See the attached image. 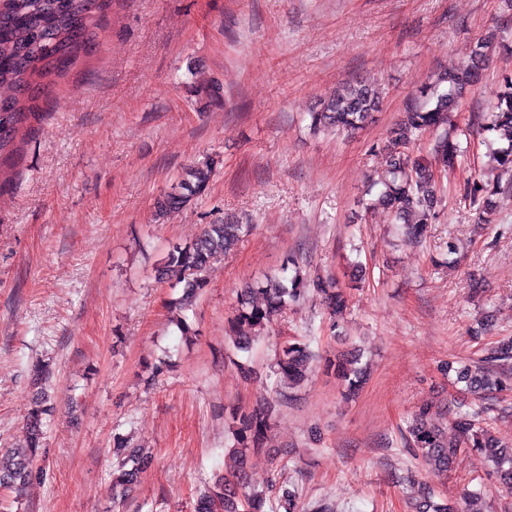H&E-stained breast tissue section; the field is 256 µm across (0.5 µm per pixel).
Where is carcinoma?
Here are the masks:
<instances>
[{
  "mask_svg": "<svg viewBox=\"0 0 512 512\" xmlns=\"http://www.w3.org/2000/svg\"><path fill=\"white\" fill-rule=\"evenodd\" d=\"M111 3L112 0H0V188L11 180L9 168L27 143L32 121L42 116V93L80 58L91 54ZM494 39L492 34L477 42L457 70L440 74L432 88L421 92V100L406 107L381 147L386 177L367 190L365 209L388 210L393 223L401 225L417 243L426 237L428 225L437 223L440 217L442 198L433 170H451L464 155L459 142L464 130L448 128V114L455 111L465 90L478 83L488 65V49ZM196 92L218 101L223 98L224 86L208 79L197 86ZM381 105L382 97L375 88L362 81L351 82L329 96L318 110L308 113L309 126L315 133L353 134L365 126ZM483 130L508 132L507 143L491 139L487 148L495 154L501 171L512 176V79L505 80V89L487 113ZM427 132L433 135L429 162L413 156L414 145ZM212 173V160L206 157L185 166L173 187L155 199V214L161 217L190 206L207 189ZM499 191L500 181L496 178L467 184L462 195L490 215L496 209ZM248 230L247 224L227 221L205 224L193 242L174 245L167 253L159 274L166 276L173 270L182 284L181 295L174 302L179 311L174 324L182 335L192 332L188 312L208 285L206 273L211 259L234 249ZM312 285L324 296L331 328H336L346 310L344 292L329 279L314 280ZM305 286L306 282L297 274L296 260L290 258L282 274L267 278L255 288H243L227 330L235 348L250 351L252 337L244 328L275 324L282 309L288 302L298 300ZM312 344L309 338L287 341L279 347L272 370L277 395L285 396L283 385L291 389L306 379L314 359ZM509 361L512 339L504 338L487 357L456 367L450 363L448 371L455 373L456 382L464 384L467 393L486 400L509 389L508 378L499 371ZM326 368L345 382L350 392L358 390L364 378L358 356L351 352L328 361ZM51 374L46 362L31 369L32 394L25 416V442L0 455V487L21 488L42 472L38 462L46 456V430L52 410L47 383ZM450 416L457 431L453 441L447 440L430 408L422 406L411 416L404 439L420 465L431 476L440 478L455 467L462 453L475 451L492 463L499 482L511 491L512 446L500 442L477 420L475 413L459 406L450 410ZM231 419V447L240 461L239 473L216 477L213 487L198 497L194 512H265L266 504L271 502L265 492H247L244 478L250 454L266 451L275 457V452L266 447L271 415L265 408L238 409L231 412ZM113 446L126 449L119 461L120 482L129 489L151 470L153 459L137 448H126L118 433L113 435ZM412 508L414 512H455L448 504L436 501L433 488L427 484L419 491Z\"/></svg>",
  "mask_w": 512,
  "mask_h": 512,
  "instance_id": "cac0c4a2",
  "label": "carcinoma"
}]
</instances>
